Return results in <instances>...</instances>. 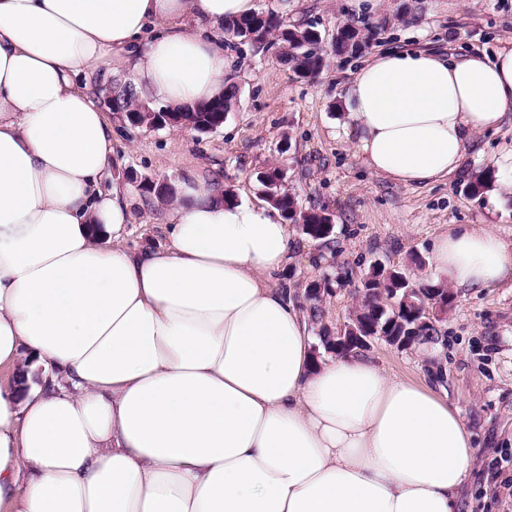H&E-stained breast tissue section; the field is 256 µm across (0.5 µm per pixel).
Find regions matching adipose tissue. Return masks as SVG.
<instances>
[{"instance_id":"1","label":"adipose tissue","mask_w":512,"mask_h":512,"mask_svg":"<svg viewBox=\"0 0 512 512\" xmlns=\"http://www.w3.org/2000/svg\"><path fill=\"white\" fill-rule=\"evenodd\" d=\"M254 0H0V512H454L471 434L425 383L347 354L316 365L275 282L289 227L182 185L166 251L106 246L129 189L103 188L112 129L90 80L120 57L139 98L224 94L225 21ZM345 135L403 185L460 169L512 120V45L389 51L356 71ZM436 283L512 279L487 225L434 244Z\"/></svg>"}]
</instances>
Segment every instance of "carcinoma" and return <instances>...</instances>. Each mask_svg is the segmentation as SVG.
Returning a JSON list of instances; mask_svg holds the SVG:
<instances>
[{"mask_svg": "<svg viewBox=\"0 0 512 512\" xmlns=\"http://www.w3.org/2000/svg\"><path fill=\"white\" fill-rule=\"evenodd\" d=\"M258 26L265 33L276 38L281 43L288 44L282 52L281 60L292 68L300 77L317 76L323 68V57L318 47V31L313 28L290 29L281 19L272 13H254L250 16L230 20L225 23L224 29L236 34L244 29ZM358 31L350 25L337 28L334 40V50L339 54L352 53L356 50ZM236 87L230 86L225 95L211 101H203L193 105H185L173 109L169 106H156L149 104L153 111L163 110L171 112L193 113V121L197 125L211 124L218 117V112L230 111V106L236 102ZM101 103L112 112H136L141 109V99L134 93L129 83H115L109 94L105 95ZM261 183L265 188L266 199L276 206L288 222L298 218L306 224L303 234L314 240H325L330 237L332 229L327 227L328 217L322 211L310 210L303 212L297 205L296 199L279 186L276 181V172L268 171L263 175ZM399 282L393 275H385L376 268L367 274L363 288L375 290L377 288H397ZM362 325L372 328V334L387 341L394 336L408 335L410 316L400 308L384 309L375 305L359 317Z\"/></svg>", "mask_w": 512, "mask_h": 512, "instance_id": "obj_1", "label": "carcinoma"}]
</instances>
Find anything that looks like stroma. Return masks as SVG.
Returning <instances> with one entry per match:
<instances>
[{"instance_id":"35a3bbf8","label":"stroma","mask_w":512,"mask_h":512,"mask_svg":"<svg viewBox=\"0 0 512 512\" xmlns=\"http://www.w3.org/2000/svg\"><path fill=\"white\" fill-rule=\"evenodd\" d=\"M291 27L308 26L323 38L325 64L315 80L302 79L278 59V49L256 51L232 39L224 73L237 100L223 126L202 135L191 129L124 130L112 124L116 161L106 173L130 185L132 222L122 243L129 249L166 241L167 205L146 194L143 183L180 186L199 179L231 192L238 201L264 200L259 175L282 170L283 186L306 210L333 219L330 241L291 228L286 268L277 282L303 311L319 307L312 333L337 328L353 314L355 294L374 263L432 279L431 251L445 226L488 224L512 240V186L499 187L495 203L470 196L466 187L490 159L512 149V123L477 134L460 171L424 186H403L371 172L351 139L341 136L343 94L352 73L387 49L422 48L457 56L494 54L512 40V0H256ZM358 29L359 50L337 54V27ZM328 288L306 299L308 283ZM439 339L409 350L384 341L365 354L388 376L429 381L443 388L472 434L473 456L456 512H512V465L497 482L486 466L512 453V288L501 285L460 292L437 324Z\"/></svg>"}]
</instances>
